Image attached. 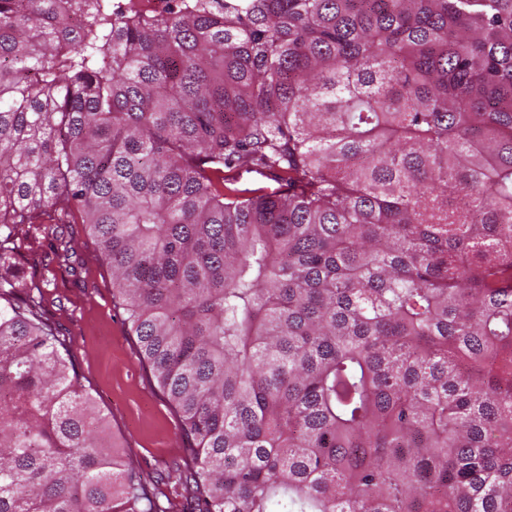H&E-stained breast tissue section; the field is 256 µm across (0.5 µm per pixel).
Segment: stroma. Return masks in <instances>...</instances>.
Wrapping results in <instances>:
<instances>
[{"label":"stroma","mask_w":512,"mask_h":512,"mask_svg":"<svg viewBox=\"0 0 512 512\" xmlns=\"http://www.w3.org/2000/svg\"><path fill=\"white\" fill-rule=\"evenodd\" d=\"M65 231L75 248L70 266H61L51 239L42 238L19 258L18 273L40 284L41 311L54 323L119 453L160 501L170 502L171 512H192L191 493L178 481L191 468L179 415L112 299L111 271L95 239L78 222Z\"/></svg>","instance_id":"stroma-1"}]
</instances>
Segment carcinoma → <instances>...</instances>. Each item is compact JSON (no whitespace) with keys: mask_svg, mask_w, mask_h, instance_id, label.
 I'll return each mask as SVG.
<instances>
[{"mask_svg":"<svg viewBox=\"0 0 512 512\" xmlns=\"http://www.w3.org/2000/svg\"><path fill=\"white\" fill-rule=\"evenodd\" d=\"M77 214L198 512H512V0H0V267ZM24 288L0 512H165ZM125 9H132L142 16H157L164 14L171 7L170 0H116Z\"/></svg>","mask_w":512,"mask_h":512,"instance_id":"carcinoma-1","label":"carcinoma"}]
</instances>
